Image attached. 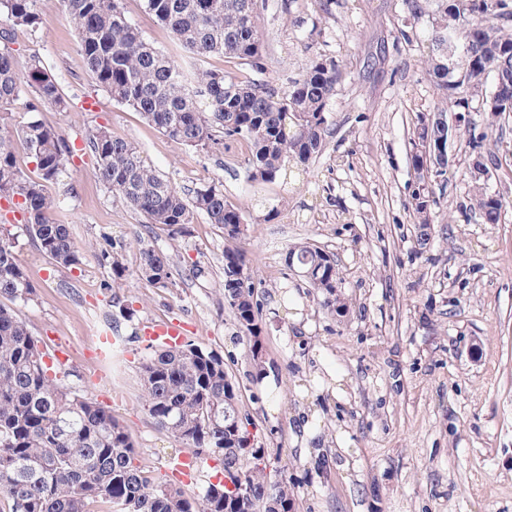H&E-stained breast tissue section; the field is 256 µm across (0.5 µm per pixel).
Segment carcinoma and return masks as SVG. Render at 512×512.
Masks as SVG:
<instances>
[{
    "mask_svg": "<svg viewBox=\"0 0 512 512\" xmlns=\"http://www.w3.org/2000/svg\"><path fill=\"white\" fill-rule=\"evenodd\" d=\"M85 67L96 86L132 109L170 139L200 151L244 141L249 182L287 177L286 165H306L322 150L330 134V102L340 78L331 57L309 59L300 79L276 91L250 77L230 76L222 69L195 70L154 47L127 19L119 0H65ZM40 0H0V14L15 27L45 24ZM145 7L168 27L177 45L196 59L212 55L234 58L261 72L265 68L258 9L250 0H145ZM439 45L453 50L448 66L443 50L428 57V75L449 110L470 108L468 92L486 89L481 110L492 121L501 102L512 101V0H446ZM10 32L0 33V199L18 203L25 231L37 249L64 267L79 264L80 250L69 225L55 218L46 184L69 174L73 143L37 114L50 105L60 112L68 102L54 77L33 64L17 71ZM35 89L26 116L5 123L22 85ZM431 131L415 129L410 150L414 172L410 205L420 226L419 246L431 239L434 186L446 172H433L425 151ZM474 208L486 224L499 223L505 197L484 190L483 157L487 134L469 127ZM21 146L34 159L38 178L17 166ZM95 174L112 193L171 236H182L196 216L215 225L224 247L222 295L237 323L249 335L247 360L262 370L260 303L239 243L245 236L242 212L215 184L186 195L157 172L132 141L99 127L87 138ZM307 279L322 296L323 306L340 313L336 298L338 271L330 255L308 245L291 250ZM139 272L150 286L167 290L176 276L201 275L193 263L178 269L173 259L153 248L140 251ZM36 287L16 254L14 235L0 230V512H98L100 503L113 512H291L288 480H273L264 449L255 446L249 416L238 405L224 355L194 343L161 345L140 366L143 405L155 423L192 453L218 461L222 478L202 491L186 490L175 481L154 480L135 464L130 430L97 402L78 394L71 376L50 375L44 358L53 352L39 344L13 305L35 299ZM239 414L238 424L224 422V412ZM249 488L242 500L227 495L225 479Z\"/></svg>",
    "mask_w": 512,
    "mask_h": 512,
    "instance_id": "carcinoma-1",
    "label": "carcinoma"
}]
</instances>
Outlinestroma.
<instances>
[{
  "instance_id": "obj_1",
  "label": "stroma",
  "mask_w": 512,
  "mask_h": 512,
  "mask_svg": "<svg viewBox=\"0 0 512 512\" xmlns=\"http://www.w3.org/2000/svg\"><path fill=\"white\" fill-rule=\"evenodd\" d=\"M265 47L260 81L285 88L309 58H335L342 78L330 103L331 134L291 183L248 184L249 148L202 152L178 143L93 83L64 0H41L45 23L12 27L19 71L40 64L61 86L64 112L40 119L79 150L68 175L49 185L56 215L82 251L64 268L29 240L17 213L0 224L18 240L17 256L37 297L17 305L31 333L65 350L70 383L106 407L133 434L137 461L159 481L167 460L186 447L157 426L142 402L139 366L147 353L139 325L179 319L188 339L220 351L258 447L286 465L293 512H512V208L496 224L472 210V160L466 138L436 193L433 233L420 249L408 204L410 139L442 98L426 73L442 0H258ZM126 17L158 49L171 32L143 7L120 0ZM496 155L489 193L512 198V115L487 130ZM133 141L183 192L218 182L245 215L242 245L261 302L264 385L246 359L249 340L220 292L224 237L204 217L172 238L114 197L96 177L86 139L97 127ZM312 244L339 272L336 293L349 311L321 303L288 255ZM154 247L177 265L199 262V277L169 290L138 275L139 250ZM126 266L119 292L133 320L120 318L107 283L109 254ZM108 333L122 351L107 362V381L88 349Z\"/></svg>"
}]
</instances>
